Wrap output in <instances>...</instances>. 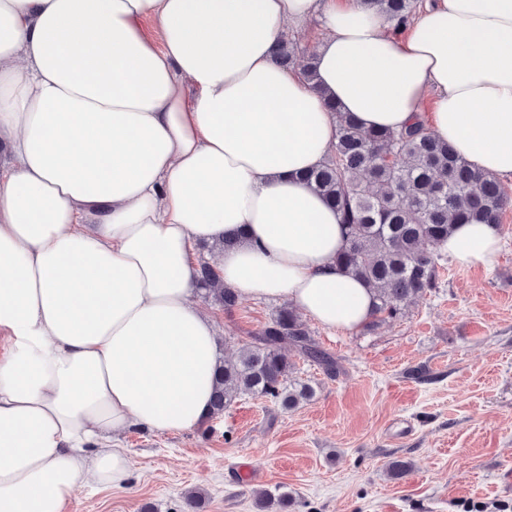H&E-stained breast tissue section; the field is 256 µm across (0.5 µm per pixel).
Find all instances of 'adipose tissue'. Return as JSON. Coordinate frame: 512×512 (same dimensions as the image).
I'll use <instances>...</instances> for the list:
<instances>
[{"label": "adipose tissue", "mask_w": 512, "mask_h": 512, "mask_svg": "<svg viewBox=\"0 0 512 512\" xmlns=\"http://www.w3.org/2000/svg\"><path fill=\"white\" fill-rule=\"evenodd\" d=\"M316 14L311 82L273 49ZM428 97L436 136L512 177V0H431L399 32L361 0H0V512H65L86 480L125 481L120 434L209 415L194 244L245 230L226 286L366 323L339 217L300 175L336 141L325 100L400 131ZM500 246L460 224L444 251L489 267Z\"/></svg>", "instance_id": "adipose-tissue-1"}]
</instances>
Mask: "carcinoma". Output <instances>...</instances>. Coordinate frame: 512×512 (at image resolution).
Segmentation results:
<instances>
[{
  "label": "carcinoma",
  "instance_id": "cac0c4a2",
  "mask_svg": "<svg viewBox=\"0 0 512 512\" xmlns=\"http://www.w3.org/2000/svg\"><path fill=\"white\" fill-rule=\"evenodd\" d=\"M365 2L396 29L417 8V0ZM276 59L315 77L313 56H299L291 43L278 47ZM330 109L337 115L336 142L326 163L304 180L336 209L345 230L336 263L374 294L370 329L437 288L442 246L456 225L500 223L512 196L498 177L473 168L421 119L407 130H371L336 103ZM196 281L206 301L226 312L237 306L236 291L224 286L216 266L201 261ZM285 347L328 374L336 371V361L297 311L282 307L250 336L237 360L220 362L208 420L222 417L239 397L266 399L286 410L311 400L314 388L291 378Z\"/></svg>",
  "mask_w": 512,
  "mask_h": 512
}]
</instances>
